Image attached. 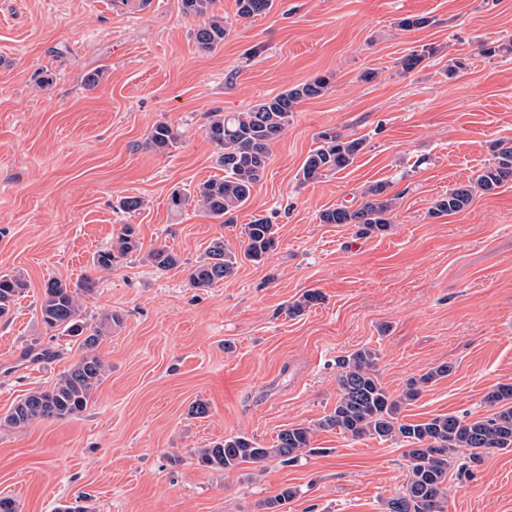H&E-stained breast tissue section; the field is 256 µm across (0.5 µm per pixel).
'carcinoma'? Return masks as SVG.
Instances as JSON below:
<instances>
[{
	"instance_id": "obj_1",
	"label": "carcinoma",
	"mask_w": 512,
	"mask_h": 512,
	"mask_svg": "<svg viewBox=\"0 0 512 512\" xmlns=\"http://www.w3.org/2000/svg\"><path fill=\"white\" fill-rule=\"evenodd\" d=\"M186 14L203 17L205 22L195 32V40L204 50L224 42L227 28L224 18L213 14L214 0H181ZM273 0H236L237 14L251 18L268 11ZM330 86L326 76L291 87L273 97L257 101L248 111L233 114L214 112L206 126V136L214 144L215 163L224 172L220 179H209L197 187L189 198L179 193L171 196V207L179 210L195 199L212 218L224 223L250 199L253 190L266 176L271 144L285 131L297 105L304 99L322 95ZM321 145L312 150L302 168V180L313 181L328 172H338L350 166L364 149L361 139L345 140L332 131L318 134ZM178 136L166 122L155 124L147 137L146 146L164 152L175 146ZM512 181V144L496 143L493 161L485 165L469 184L454 188L438 198L432 207L435 216L457 213L469 206L475 191L491 192ZM365 201L356 209L336 207L323 211L324 224H356L364 235H383L391 224L395 209L394 197L387 187L375 183L363 193ZM242 242L243 256L251 262L262 261L276 246L273 225L259 218L245 225ZM139 249L135 229L125 224L112 246L93 256L95 267L109 270L115 255L125 256ZM148 257L154 267L167 270L180 264V259L163 246L152 250ZM238 264L234 249L215 238L205 249L204 256L188 267V281L195 288H211L229 277ZM26 288L21 275L0 274V317L7 315L16 298ZM79 290L66 282L52 279L45 284L40 302L44 325L58 329L65 336L82 338L84 354L53 387L31 392L14 403L5 422L24 429L44 419H73L81 415L100 384L105 365L95 354L104 330L118 321L107 314L100 325L92 327L82 318L77 296ZM323 300L317 290H308L289 306L298 315ZM379 355L374 349H360L342 360L338 383V399L332 412L319 427L338 430L354 440L372 437L382 441L403 439L409 458L408 478L403 491L388 500L387 512H443L442 500L448 481L451 454L458 448L469 450V464L482 462L493 450L512 447V384H499L486 396L488 404L498 407L492 416L464 420L456 415H438L422 423H406L399 419L402 404L416 399L420 386L448 376L453 367L441 364L407 383L403 396L394 398L383 386L376 369ZM311 432L307 427L281 430L275 444L263 448L245 436H232L197 453L198 463L220 470H232L241 463L279 458L288 463L303 453H311Z\"/></svg>"
}]
</instances>
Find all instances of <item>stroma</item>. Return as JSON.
<instances>
[{
	"label": "stroma",
	"instance_id": "obj_1",
	"mask_svg": "<svg viewBox=\"0 0 512 512\" xmlns=\"http://www.w3.org/2000/svg\"><path fill=\"white\" fill-rule=\"evenodd\" d=\"M228 34L201 50L202 20L181 0H0V274L27 288L0 318V417L48 389L83 350L48 330L39 305L48 279L78 285L82 316L120 325L102 337L106 369L87 410L25 429L0 425V497L17 512H385L408 472L401 440H352L320 429L338 397L339 363L363 348L393 396L409 379L451 364L448 377L403 405L409 423L455 414L482 419L491 389L512 382V184L477 194L461 212L433 216L436 198L468 183L512 140V0H273L242 19L216 0ZM429 18L406 30L401 19ZM422 61L403 70L412 52ZM459 61L449 72V61ZM103 79L87 87V73ZM50 73L51 85L39 77ZM327 75L272 144L267 176L230 224L196 204L175 211L219 177L206 136L214 112ZM176 146H146L158 122ZM361 138L353 164L302 181L318 135ZM382 182L398 198L389 231L364 237L324 224L322 211L359 207ZM141 198L133 214L119 199ZM273 224L276 246L243 260L224 282L195 288L186 268L217 237L238 246L245 224ZM140 247L111 269L94 267L123 225ZM168 247L181 267L147 258ZM324 300L298 315L305 291ZM50 349L33 360L29 346ZM209 414L191 413L195 402ZM312 428V452L233 470L198 465L195 453L243 435L270 447L282 429ZM445 512H512V449L484 457L471 475L449 469Z\"/></svg>",
	"mask_w": 512,
	"mask_h": 512
}]
</instances>
